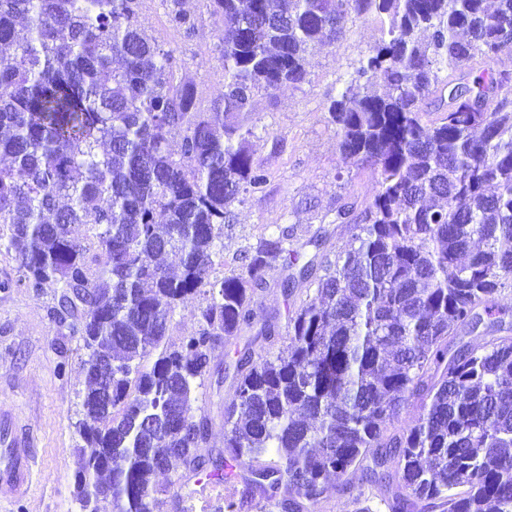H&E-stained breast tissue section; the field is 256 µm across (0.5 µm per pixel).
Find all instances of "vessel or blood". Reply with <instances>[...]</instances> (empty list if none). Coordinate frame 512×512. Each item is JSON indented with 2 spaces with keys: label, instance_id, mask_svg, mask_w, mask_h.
<instances>
[{
  "label": "vessel or blood",
  "instance_id": "1",
  "mask_svg": "<svg viewBox=\"0 0 512 512\" xmlns=\"http://www.w3.org/2000/svg\"><path fill=\"white\" fill-rule=\"evenodd\" d=\"M34 448L17 426L12 410L0 403V500L17 502L30 491Z\"/></svg>",
  "mask_w": 512,
  "mask_h": 512
}]
</instances>
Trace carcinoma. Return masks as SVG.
Wrapping results in <instances>:
<instances>
[{
    "instance_id": "1",
    "label": "carcinoma",
    "mask_w": 512,
    "mask_h": 512,
    "mask_svg": "<svg viewBox=\"0 0 512 512\" xmlns=\"http://www.w3.org/2000/svg\"><path fill=\"white\" fill-rule=\"evenodd\" d=\"M163 2L191 35L183 0ZM210 2L224 94L198 112L137 0H0V224L19 283L64 288L60 320L89 351L81 512H160L155 478L175 462L178 483L222 473L297 512L344 475L390 512H512V336L450 352L512 288V72L495 68L512 0ZM369 16L380 39L328 112L343 164L375 174L371 199L336 209L354 232L334 258L284 277L316 295L290 319L287 355L237 353L224 450L205 453L198 382L254 320L288 234L246 248L177 344L169 318L209 279L230 206L266 183L249 150L255 92L303 83L342 20ZM77 224L101 229L91 258Z\"/></svg>"
}]
</instances>
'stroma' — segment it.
Here are the masks:
<instances>
[{"label":"stroma","instance_id":"1","mask_svg":"<svg viewBox=\"0 0 512 512\" xmlns=\"http://www.w3.org/2000/svg\"><path fill=\"white\" fill-rule=\"evenodd\" d=\"M195 32L185 36L168 20L163 0H139V21L147 34L173 53L180 72L191 79L198 111H210L224 92V61L219 40L223 20L209 0H186ZM379 36L374 22H347L345 35L316 49L308 75L298 86L253 97V164L267 175L262 190L243 194L232 206L233 221L224 227L221 263L225 273L240 272L239 253L269 234L284 230L288 247L300 261L334 255L350 238L352 227L331 223L338 206H365L372 194L370 170L347 168L341 161L327 105L353 73L359 54ZM0 226V403L11 406L20 428L36 450L32 488L19 503L0 502V512H79L73 498L83 418L84 362L81 336L70 335L56 316L61 288L19 286L18 262ZM282 269L272 270L254 291L255 319L211 354L210 373L198 390L196 406L209 416L210 449L224 446V404L234 390L226 355L245 346L272 356L288 352V320L314 289L304 283L283 290ZM498 314L476 328L458 330L455 346L484 344L512 336V289L495 297ZM164 512H211L229 490L207 481L195 492L169 487Z\"/></svg>","mask_w":512,"mask_h":512}]
</instances>
